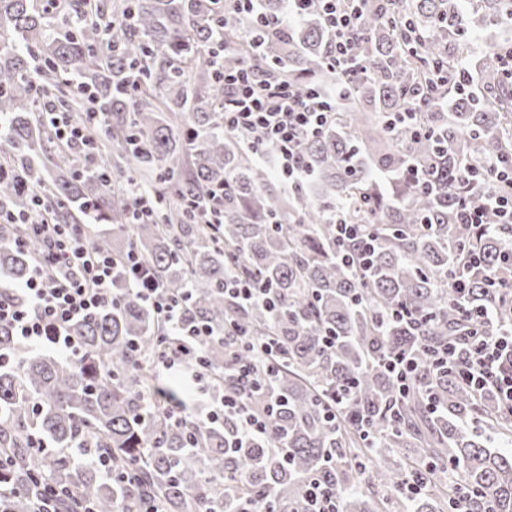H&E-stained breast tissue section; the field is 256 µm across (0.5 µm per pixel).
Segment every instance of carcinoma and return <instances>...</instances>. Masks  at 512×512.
I'll use <instances>...</instances> for the list:
<instances>
[{
	"label": "carcinoma",
	"mask_w": 512,
	"mask_h": 512,
	"mask_svg": "<svg viewBox=\"0 0 512 512\" xmlns=\"http://www.w3.org/2000/svg\"><path fill=\"white\" fill-rule=\"evenodd\" d=\"M282 0H262L250 32L218 0H63L48 11L32 0H0V150L25 166L53 201L89 202L92 219L113 224L119 247L99 235L90 250L120 253L133 245L165 291L186 296L183 323L207 325L201 376L211 393L235 389L224 374V328L270 336L287 350L269 393L282 406L266 438L230 448L231 420L180 419L147 401L153 372L143 365L156 339L155 318L124 273L114 280L116 306L71 326L80 349L59 359L20 346L0 326V449L9 457L0 512H36L38 480L66 487L61 512H310L309 483L338 494V512H512V452L494 451L466 432L479 419L512 436V419L487 388L480 396L454 371L426 373L402 397L382 362L401 352L419 359L431 348L498 326L472 317L508 310L512 224L487 207L483 230L454 219L462 198L485 203L512 191L492 163L512 156V43L494 44L471 65L465 31L491 18L512 22V0H480L469 14L459 0H363L355 54L364 73L347 85L325 70L328 34L311 11L297 27L281 21ZM247 68L259 79L289 81L304 91L336 79L335 117L302 144L312 181L276 187L269 171L238 148L244 133L224 136L226 72ZM96 92L109 138L94 145L116 155L156 191L159 223L129 224L130 197L98 172L50 175L33 165L54 143L41 96L57 92L70 112L86 107L79 89ZM224 185L219 233L193 224L187 200ZM26 205L10 180L0 207ZM364 225L375 238L368 271L343 264L331 214ZM0 227V272L21 283L40 249L14 243ZM483 268L459 293L449 275L469 250ZM275 286L273 312L241 306L224 294V269ZM421 321H383L398 307ZM327 333L334 346L323 345ZM237 361L265 371L256 350ZM352 390L344 420L327 421L324 405ZM432 389L442 410H427ZM376 430L365 447L361 424ZM411 452L399 462L401 449ZM110 461L112 476L97 458ZM452 464L458 477L442 489L405 499L406 482ZM383 495L367 498L362 478Z\"/></svg>",
	"instance_id": "carcinoma-1"
}]
</instances>
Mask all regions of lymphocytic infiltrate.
Segmentation results:
<instances>
[{"instance_id":"obj_1","label":"lymphocytic infiltrate","mask_w":512,"mask_h":512,"mask_svg":"<svg viewBox=\"0 0 512 512\" xmlns=\"http://www.w3.org/2000/svg\"><path fill=\"white\" fill-rule=\"evenodd\" d=\"M312 9L331 36L329 72L347 77L362 71L352 44L362 22L361 6L353 0H289L291 16L299 17ZM45 116L65 150H84L85 169H101V162L89 150L94 133L104 130L96 113L74 117L51 105ZM331 118L329 92H303L284 81L257 79L245 69L224 76L225 130L248 133L247 145L254 153L260 145L274 146L277 174L286 187L306 181L301 146L306 138L322 132ZM4 179L14 183L17 192L29 200L30 208L19 213L0 209V223L20 228L17 246H24L31 238L42 244L28 277L17 287L0 289V325L9 326L18 343L74 357L77 347L71 325L115 306L110 283L120 270L151 307L159 336L169 339L150 362L156 375L182 368L188 359H201L210 329L183 326L178 303L164 295L162 284L139 251L131 248L112 254L86 249L81 225L55 223L43 194L7 159L0 160V180ZM428 363L436 371L457 370L462 381L475 389L493 387L499 404L512 414V329L494 336L476 333L464 345L448 343L435 349ZM227 370L241 393L210 402L208 419L233 420L240 443L264 437L270 416L279 410L278 400L269 399L264 414H254L242 394L257 392L259 381L247 366L237 362H229Z\"/></svg>"}]
</instances>
